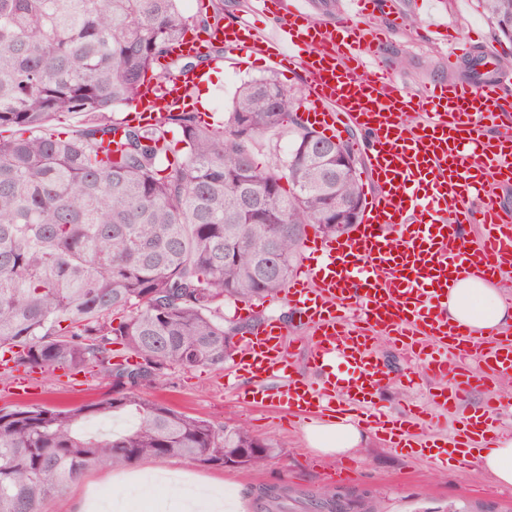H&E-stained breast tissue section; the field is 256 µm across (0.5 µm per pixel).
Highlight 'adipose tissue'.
I'll use <instances>...</instances> for the list:
<instances>
[{
	"instance_id": "adipose-tissue-1",
	"label": "adipose tissue",
	"mask_w": 512,
	"mask_h": 512,
	"mask_svg": "<svg viewBox=\"0 0 512 512\" xmlns=\"http://www.w3.org/2000/svg\"><path fill=\"white\" fill-rule=\"evenodd\" d=\"M448 319L471 326L475 335L488 336L503 332L512 325V303L505 301L496 282L478 275L463 274L448 291ZM311 448L325 455H342L361 442L358 427L337 419L311 426L308 430ZM478 464L497 482L512 485V438L499 437L481 449Z\"/></svg>"
}]
</instances>
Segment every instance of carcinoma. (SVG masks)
Masks as SVG:
<instances>
[{"instance_id":"1","label":"carcinoma","mask_w":512,"mask_h":512,"mask_svg":"<svg viewBox=\"0 0 512 512\" xmlns=\"http://www.w3.org/2000/svg\"><path fill=\"white\" fill-rule=\"evenodd\" d=\"M483 2L512 43V0ZM223 15L224 0L191 18L178 0H0V383L21 368L112 383L70 409L0 408V512H41L94 467L255 468L278 453L243 424L141 395L169 370L224 366L240 330L218 318L224 302L276 299L306 226L334 236L363 205L350 141L305 123L272 76L238 87L226 130L170 109L113 141L115 107L223 57L221 46L195 64L172 54L191 25ZM69 115L82 127L50 129ZM172 123L185 147L170 157ZM286 123L288 154L259 167L255 145ZM117 412L138 424L79 431Z\"/></svg>"}]
</instances>
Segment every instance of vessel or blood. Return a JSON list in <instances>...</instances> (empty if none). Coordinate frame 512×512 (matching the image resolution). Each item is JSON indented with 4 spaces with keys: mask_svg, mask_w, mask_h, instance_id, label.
<instances>
[{
    "mask_svg": "<svg viewBox=\"0 0 512 512\" xmlns=\"http://www.w3.org/2000/svg\"><path fill=\"white\" fill-rule=\"evenodd\" d=\"M374 1L344 0L330 22L315 18L312 0H247L235 24L173 49L192 56L203 42L219 40L248 66L298 69L307 89L304 120L338 135L347 119L365 136L369 188L358 224L335 237H307L284 290L312 328L306 344L315 380L294 376L286 329L275 320L252 329L234 369L239 377H287L278 395L287 414L339 412L390 447L425 448L422 411L400 419L376 411L390 381L376 346L382 339L398 344L438 382L433 408L457 416L459 428L438 444V459L466 465L498 435L497 415L512 404L499 388L512 378V338L478 339L449 323L448 287L462 274H512V222L497 207L500 185L512 182V131H483L500 109L494 54L481 56L472 79L440 78L413 94L377 55L387 28L362 24ZM258 14L268 17L267 27L252 23ZM197 80L189 71L160 92H144L134 103L136 119L150 124L185 103ZM410 113L423 121L407 124ZM469 224L481 227L477 241L466 237ZM478 390L483 402L468 406Z\"/></svg>",
    "mask_w": 512,
    "mask_h": 512,
    "instance_id": "1",
    "label": "vessel or blood"
}]
</instances>
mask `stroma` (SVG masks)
<instances>
[{
  "mask_svg": "<svg viewBox=\"0 0 512 512\" xmlns=\"http://www.w3.org/2000/svg\"><path fill=\"white\" fill-rule=\"evenodd\" d=\"M405 17L393 23V32L380 47L381 60L394 71L413 93H423L428 82L451 76L468 78L466 66L448 67V48L426 36L427 8L420 0H403ZM452 34L474 37L476 52L488 49L497 54L512 51V45L498 42L480 0H442ZM216 77L204 90L206 109L214 113L216 124H224L233 105L239 84L253 78L254 70L239 66L232 51L211 61ZM378 350L391 372V381L382 392V402L393 412L404 413L408 407L426 400L435 382L423 370H410L405 358L390 344L382 342ZM414 375L417 385L404 387L405 375ZM269 398L262 407L242 402L235 388L226 386L221 368L175 369L156 385L145 388L144 397L178 411L212 422L216 427L242 423L257 436L273 440L278 454L254 469L206 466L176 457L152 458L126 468H94L68 486L63 499H48L41 512H78L82 504L94 499L97 489L110 488L112 498L126 502L142 486L151 495L144 512H158L159 502H166L168 512H177L182 490L203 486L206 491L230 490L244 512H257L255 503L266 491L284 489L281 499L286 512H331L322 500V492H337L345 499L364 498L377 512H446L449 505L467 507L469 512H512V492L499 485L478 465L437 467L430 459L409 458L405 452L387 447L374 433L366 432L358 448L349 452L359 476L351 482L336 479L339 458L320 454L310 447L306 431L312 418L288 416L278 406L280 380L263 382ZM110 391L108 380L81 375L71 380L57 373L36 375L31 387L22 391L15 385H0V408L18 404L40 403L48 406L73 407L102 399ZM180 474L181 484L165 487L159 473Z\"/></svg>",
  "mask_w": 512,
  "mask_h": 512,
  "instance_id": "35a3bbf8",
  "label": "stroma"
}]
</instances>
